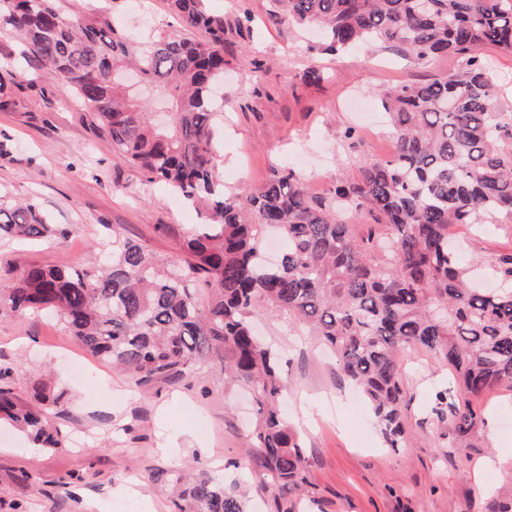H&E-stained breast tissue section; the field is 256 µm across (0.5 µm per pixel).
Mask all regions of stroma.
I'll use <instances>...</instances> for the list:
<instances>
[{
  "label": "stroma",
  "mask_w": 512,
  "mask_h": 512,
  "mask_svg": "<svg viewBox=\"0 0 512 512\" xmlns=\"http://www.w3.org/2000/svg\"><path fill=\"white\" fill-rule=\"evenodd\" d=\"M59 4L72 19L110 21L133 47L183 31L167 0ZM207 6L227 24L218 168L227 188L241 194L286 164L311 193L331 195L367 157L389 154L383 108L366 121L352 104L373 99L379 85L427 82L461 65L454 55L420 60L381 44L323 53L317 29L271 20L273 0ZM18 53L13 33L0 28V75H19L15 107L0 110V202L33 203L68 235L0 243V268L79 265L105 255L116 233L162 260L177 259L200 212L147 184L141 170L94 140L81 120L84 105L60 75L20 67ZM313 62L323 78L309 84L303 75ZM450 234L460 237L468 264L485 267L512 253V222L499 214ZM254 323L283 353L284 410L306 441L310 495L302 512H495L512 501V390L475 398L483 421L458 442L433 412L437 393L455 384L451 371L412 351L402 377L407 440L393 450L333 355L283 315L263 314ZM0 368L19 370L13 389L22 402H30L37 382L66 394L49 414L60 432L57 447H34L24 432L0 425V512H170V471L191 464L230 478L236 465L255 461L244 433L254 408L243 389L226 387L220 363L140 386L82 350L56 314L2 309ZM166 407L173 417L162 416Z\"/></svg>",
  "instance_id": "35a3bbf8"
}]
</instances>
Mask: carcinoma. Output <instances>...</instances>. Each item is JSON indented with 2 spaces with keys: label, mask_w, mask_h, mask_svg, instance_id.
Segmentation results:
<instances>
[{
  "label": "carcinoma",
  "mask_w": 512,
  "mask_h": 512,
  "mask_svg": "<svg viewBox=\"0 0 512 512\" xmlns=\"http://www.w3.org/2000/svg\"><path fill=\"white\" fill-rule=\"evenodd\" d=\"M206 0H168L186 30L138 50L115 39L107 22L65 17L57 0H0V27L15 31L24 58L60 74L89 111L92 135L148 176L205 212L183 239L174 264L144 244L112 239V254L82 267L25 263L0 275V309H54L77 344L140 383L162 380L213 359L225 381L252 391L256 417L246 437L261 482L287 497L308 487L305 442L280 401L279 354L257 339L251 318L283 313L336 354L364 394L389 448L406 437L403 358L425 350L452 367L456 388L434 409L459 440L482 422L470 398L512 388V253L490 264L494 288H475L448 246V227L475 224L483 212L512 219V112L498 105V84L478 55L512 53V0H274L297 24H316L322 51L388 44L420 59L458 55L462 69L431 83L382 86L377 95L395 129L394 153L369 158L334 197L313 195L284 168L245 196L229 194L217 172L216 112L211 97L224 74V17ZM128 66L171 102L170 122L154 123L140 99L117 81ZM375 217L362 237L342 216ZM285 248L268 263L264 241ZM63 237L33 204L0 205V240ZM208 290L202 305L196 289ZM34 405L0 388V415L46 448L59 445L42 405L64 394L31 387ZM176 512H247L239 482L202 472L172 475Z\"/></svg>",
  "instance_id": "1"
}]
</instances>
